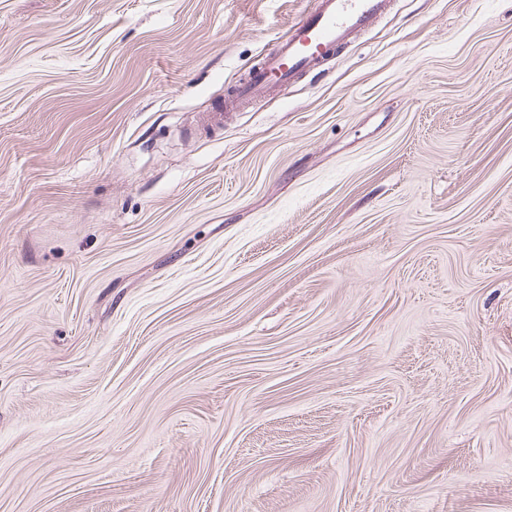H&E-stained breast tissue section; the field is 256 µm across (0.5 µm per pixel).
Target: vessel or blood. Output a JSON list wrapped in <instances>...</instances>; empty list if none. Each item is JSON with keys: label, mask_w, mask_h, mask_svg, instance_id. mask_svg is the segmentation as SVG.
<instances>
[{"label": "vessel or blood", "mask_w": 512, "mask_h": 512, "mask_svg": "<svg viewBox=\"0 0 512 512\" xmlns=\"http://www.w3.org/2000/svg\"><path fill=\"white\" fill-rule=\"evenodd\" d=\"M388 6L389 0H315L314 8L288 28L262 62L230 88L228 105L249 107L318 68L353 35L372 26Z\"/></svg>", "instance_id": "1"}]
</instances>
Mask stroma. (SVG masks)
Masks as SVG:
<instances>
[{
	"label": "stroma",
	"instance_id": "stroma-1",
	"mask_svg": "<svg viewBox=\"0 0 512 512\" xmlns=\"http://www.w3.org/2000/svg\"><path fill=\"white\" fill-rule=\"evenodd\" d=\"M0 0V512H512V0ZM247 77L230 88L226 104L247 108L288 86L296 76L321 66L326 57L374 24L388 0H315Z\"/></svg>",
	"mask_w": 512,
	"mask_h": 512
}]
</instances>
